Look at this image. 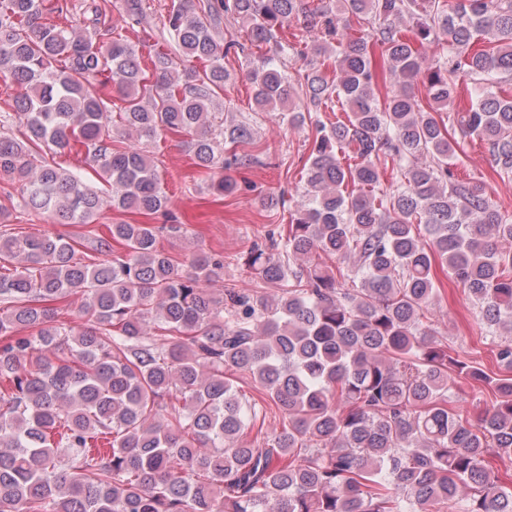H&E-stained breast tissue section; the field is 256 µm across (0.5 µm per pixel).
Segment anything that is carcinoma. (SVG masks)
I'll return each instance as SVG.
<instances>
[{"label":"carcinoma","instance_id":"carcinoma-1","mask_svg":"<svg viewBox=\"0 0 512 512\" xmlns=\"http://www.w3.org/2000/svg\"><path fill=\"white\" fill-rule=\"evenodd\" d=\"M142 2L122 0L126 23L140 24ZM342 2L336 13L326 0H172L168 44L206 63L183 80L162 48L146 76L107 0L83 29L47 19L63 16L58 2L0 0V74L25 128L0 133V181L37 215L89 224L103 205L44 145L84 148L113 207L150 213L166 207L149 150L163 132L193 135L200 166L240 161L224 150L253 128L210 126L231 79L224 58L245 49L221 35L224 20L257 50L256 107L314 128L286 232L245 255L260 291L213 287L221 255L183 270L148 224L105 225L107 258L89 264L60 237L0 236V512H512V488L485 463L512 458V252L498 247L512 242V213L484 181L455 178L465 148L451 136L477 138L512 180V96L493 91L512 77V0ZM295 18L312 41L281 37ZM483 39L493 46L462 54ZM443 40L447 53L426 62ZM328 53L333 79L314 63ZM287 58L309 65L294 78ZM461 70L472 85L456 110ZM337 105L346 120L324 122ZM116 128L132 142L112 144ZM439 270L480 309L496 372L434 335ZM244 376L282 417L249 443L263 407L240 397ZM459 380L494 396L475 420L448 405Z\"/></svg>","mask_w":512,"mask_h":512}]
</instances>
